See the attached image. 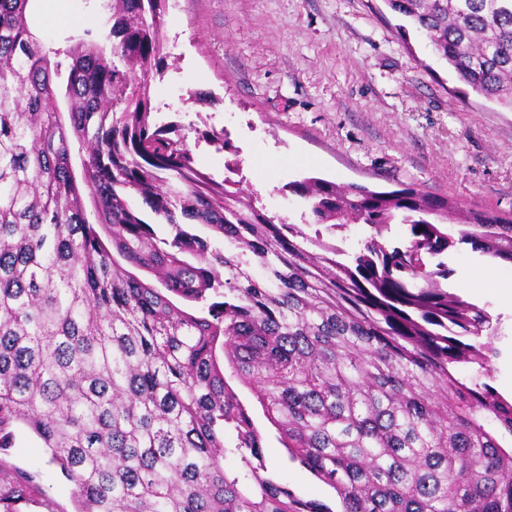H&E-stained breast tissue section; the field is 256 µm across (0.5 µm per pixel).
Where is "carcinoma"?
<instances>
[{"instance_id": "obj_1", "label": "carcinoma", "mask_w": 512, "mask_h": 512, "mask_svg": "<svg viewBox=\"0 0 512 512\" xmlns=\"http://www.w3.org/2000/svg\"><path fill=\"white\" fill-rule=\"evenodd\" d=\"M34 2L0 0V448L26 425L77 512H512V399L459 377L489 370L497 325L426 262L458 240L512 264V216L307 177L287 188L312 238L155 122L168 0H102L63 50ZM386 2L512 110V0ZM358 223L341 262L323 233ZM227 367L339 510L268 470ZM35 480L15 471L0 512ZM370 234L371 230L366 224H349L343 232L342 239L338 241V245L345 253L341 257L343 261L350 262Z\"/></svg>"}]
</instances>
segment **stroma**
I'll use <instances>...</instances> for the list:
<instances>
[{
	"label": "stroma",
	"instance_id": "obj_1",
	"mask_svg": "<svg viewBox=\"0 0 512 512\" xmlns=\"http://www.w3.org/2000/svg\"><path fill=\"white\" fill-rule=\"evenodd\" d=\"M96 0H36L34 26L64 48L97 16ZM166 36L177 64L155 81V120L228 133L240 175L268 214L303 221L288 182L319 177L375 191L412 185L459 208L512 214V111L460 82L428 40L385 0H170ZM211 94L193 104L188 94ZM448 290L498 317L488 382L512 397V264L503 290L473 288L485 260L455 243L438 257ZM240 400L265 437L269 470L306 500L332 488L292 463L251 390ZM37 472L26 512H76L73 485L41 440L14 426L0 474Z\"/></svg>",
	"mask_w": 512,
	"mask_h": 512
}]
</instances>
